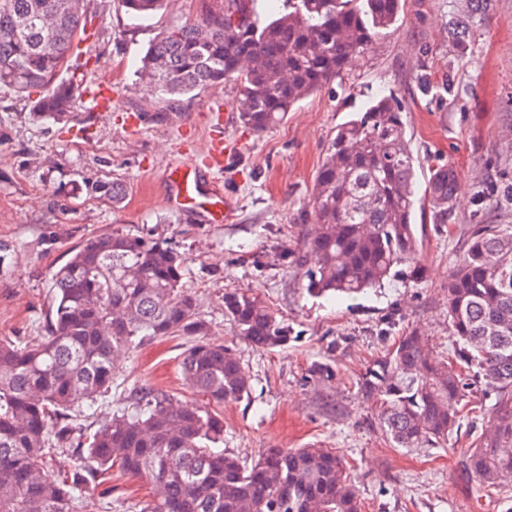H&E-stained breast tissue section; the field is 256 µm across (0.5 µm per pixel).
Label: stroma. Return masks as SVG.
I'll return each mask as SVG.
<instances>
[{"label":"stroma","instance_id":"stroma-1","mask_svg":"<svg viewBox=\"0 0 512 512\" xmlns=\"http://www.w3.org/2000/svg\"><path fill=\"white\" fill-rule=\"evenodd\" d=\"M196 0H174L150 18L129 15L118 0H90L94 35L85 82L112 86L109 109L75 105L69 132L36 118L28 99L0 96V340L35 345L46 334L52 275L88 237L153 232L185 258L184 282L195 293L208 339L232 347L250 377L248 399L227 403L226 454L253 462L265 448L315 445L346 461L362 512H512V481L485 491L464 467L472 428L463 422L446 446L392 447L356 384L363 364L419 329L434 357L452 342L445 290L448 270L468 243L475 213L487 224H512V0H404L395 28L357 57L341 77L298 103L278 125L257 134L236 116L233 84L185 99L167 112L138 69L160 31L192 19ZM470 15L464 46L448 39L451 19ZM395 94L405 107L406 137L416 168L414 221L424 228L420 283L398 279L349 298L314 297L295 261L312 226L313 187L337 127L372 97ZM231 152L217 180L232 208L221 224L203 211L168 207L169 165L205 155L212 140ZM452 165L458 190L446 223H434L425 193L429 170ZM125 185L112 204L97 184ZM263 300L292 329L287 346L257 349L235 335L224 294ZM189 336L162 339L124 359L106 396L79 417L96 430L125 389L147 384L200 404L179 362ZM327 362L336 381L315 384L311 369ZM105 512H134L149 497L147 481L113 471Z\"/></svg>","mask_w":512,"mask_h":512}]
</instances>
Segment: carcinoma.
I'll list each match as a JSON object with an SVG mask.
<instances>
[{"mask_svg":"<svg viewBox=\"0 0 512 512\" xmlns=\"http://www.w3.org/2000/svg\"><path fill=\"white\" fill-rule=\"evenodd\" d=\"M197 17L162 30L140 75L172 106L182 97L232 83L240 122L262 132L339 77L397 21L402 0H287L288 12L261 22L253 0H199ZM152 16L167 0H121ZM87 0H0V93L30 99L38 116L72 118L80 83L72 60L87 52ZM454 44L470 36L468 19L449 22ZM404 108L391 94L372 100L336 128L313 193L314 231L297 256L306 291L352 295L395 279L406 266L426 277L414 223L416 158ZM456 174L431 167L428 200L448 217ZM185 259L151 233L87 238L54 274L47 336L31 348L0 340V512H99L91 486L112 468L154 488L140 512H361L344 460L331 448H266L245 463L224 455L220 416L190 408L168 391L132 387L90 435L73 426L75 408L107 393L121 361L145 343L196 336L182 354L186 384L215 404L244 400L248 376L235 351L207 335L197 298L183 283ZM452 357L435 360L413 329L370 361L362 395L396 448L439 445L465 418L458 405L471 380L494 399L485 429L469 443L466 465L484 488L512 479V224H473L469 243L448 271ZM235 335L260 349L288 344L285 320L260 299L224 294ZM320 384L336 379L327 363ZM79 448L58 477L45 449Z\"/></svg>","mask_w":512,"mask_h":512,"instance_id":"obj_1","label":"carcinoma"}]
</instances>
